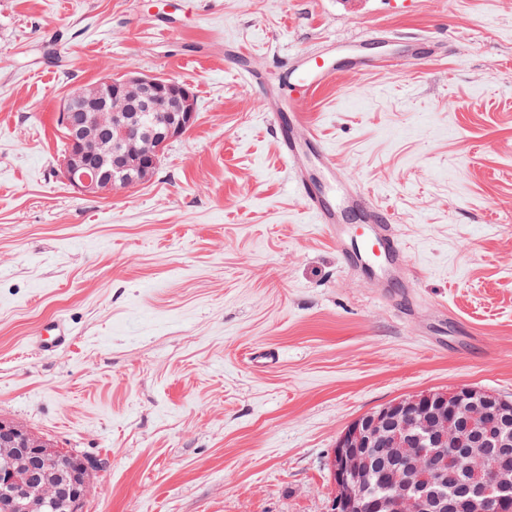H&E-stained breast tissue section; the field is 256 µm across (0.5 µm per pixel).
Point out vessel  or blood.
<instances>
[{
  "instance_id": "obj_1",
  "label": "vessel or blood",
  "mask_w": 512,
  "mask_h": 512,
  "mask_svg": "<svg viewBox=\"0 0 512 512\" xmlns=\"http://www.w3.org/2000/svg\"><path fill=\"white\" fill-rule=\"evenodd\" d=\"M339 47L340 58H331L324 52L303 54L290 58L285 66L288 93L274 100L270 112L288 115V124L282 127L279 136L280 152L286 161H295L307 153L326 170L336 169L334 158L322 145L300 103L304 96L315 94L335 80L345 63L343 54L351 50L353 44L343 41ZM294 183L297 192L306 199L316 223L333 237H340L348 213L360 215L366 229L353 235L349 247L343 250L348 266L370 268L375 255L381 254L399 270H407V255L396 233L394 216L387 207L376 204L367 190L354 185L321 183L301 170L296 171ZM69 333L64 321L57 319L35 338L34 344L39 352L52 353L66 345Z\"/></svg>"
}]
</instances>
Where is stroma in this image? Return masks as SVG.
Instances as JSON below:
<instances>
[{
  "label": "stroma",
  "instance_id": "obj_1",
  "mask_svg": "<svg viewBox=\"0 0 512 512\" xmlns=\"http://www.w3.org/2000/svg\"><path fill=\"white\" fill-rule=\"evenodd\" d=\"M359 37L374 67L307 111L405 273L346 266L266 111L286 58ZM128 72L188 82L197 121L78 195L59 104ZM457 387L512 398V0H0V420L91 460L83 512H329L352 420ZM70 330L61 319L50 322L45 333L40 334L34 340V345L41 353H52L67 344Z\"/></svg>",
  "mask_w": 512,
  "mask_h": 512
}]
</instances>
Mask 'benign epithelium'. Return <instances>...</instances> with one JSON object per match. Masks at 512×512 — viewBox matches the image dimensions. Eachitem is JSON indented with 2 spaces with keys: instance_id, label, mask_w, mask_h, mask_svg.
Masks as SVG:
<instances>
[{
  "instance_id": "1",
  "label": "benign epithelium",
  "mask_w": 512,
  "mask_h": 512,
  "mask_svg": "<svg viewBox=\"0 0 512 512\" xmlns=\"http://www.w3.org/2000/svg\"><path fill=\"white\" fill-rule=\"evenodd\" d=\"M194 93L189 83L161 76L127 74L104 77L88 93L79 88L62 103L59 122L71 151L62 174L81 195L98 196L146 182L168 143L194 124ZM138 176L129 179V171ZM454 401L466 419L496 417L501 427L488 429L465 452L463 425L448 426ZM512 400L470 387L424 391L395 399L354 419L336 441L330 467L334 495L330 512H512V493L502 486L512 457L508 445ZM6 438L0 485L18 488L10 499L14 512H46L63 503L81 512L87 481L78 472L46 480L42 468L60 449L25 428L0 420ZM452 449L463 473L483 476L465 482L457 493L444 492L447 477L437 472L427 488L414 481L415 466H431L424 449Z\"/></svg>"
}]
</instances>
